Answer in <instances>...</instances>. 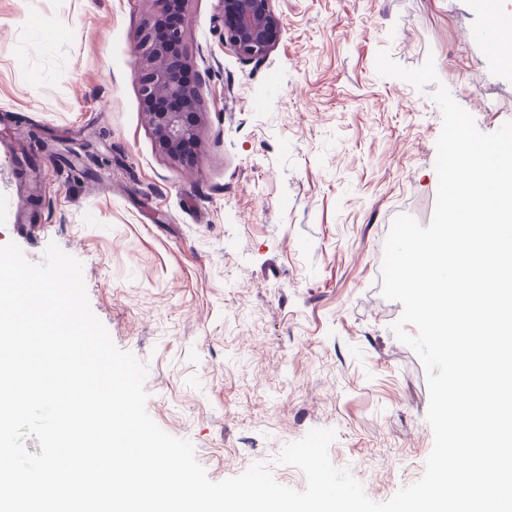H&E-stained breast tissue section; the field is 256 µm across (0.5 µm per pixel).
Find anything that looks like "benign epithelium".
Masks as SVG:
<instances>
[{"mask_svg": "<svg viewBox=\"0 0 512 512\" xmlns=\"http://www.w3.org/2000/svg\"><path fill=\"white\" fill-rule=\"evenodd\" d=\"M223 42L247 60L262 61L282 33L271 0H221ZM184 30L144 22L136 50L135 79L145 106V118L157 147L181 162L197 158L202 112L199 88L183 79L191 68L183 55Z\"/></svg>", "mask_w": 512, "mask_h": 512, "instance_id": "7a95c632", "label": "benign epithelium"}]
</instances>
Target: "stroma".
Returning <instances> with one entry per match:
<instances>
[{
	"label": "stroma",
	"mask_w": 512,
	"mask_h": 512,
	"mask_svg": "<svg viewBox=\"0 0 512 512\" xmlns=\"http://www.w3.org/2000/svg\"><path fill=\"white\" fill-rule=\"evenodd\" d=\"M272 7L283 33L257 62L224 44L219 0H187L204 112L188 169L156 146L134 77L153 0H0V245L82 262L92 312L148 364L149 416L209 479L267 463L304 490L276 457L330 428L331 462L384 503L433 446L381 271L394 218L433 217L442 113L376 57L433 61L485 133L512 121V66L471 39L473 0Z\"/></svg>",
	"instance_id": "1"
}]
</instances>
